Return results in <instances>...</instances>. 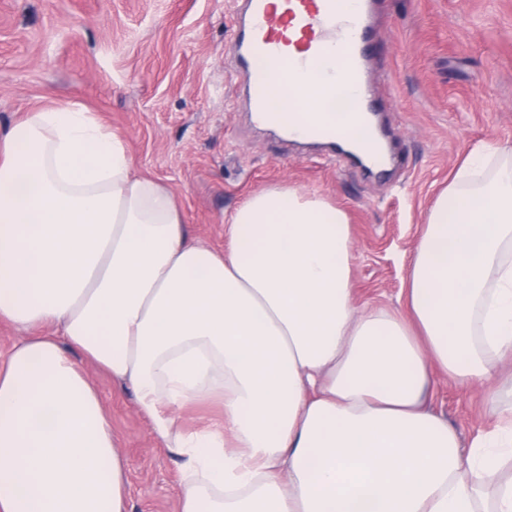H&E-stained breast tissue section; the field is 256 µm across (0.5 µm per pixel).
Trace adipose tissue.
Wrapping results in <instances>:
<instances>
[{"label": "adipose tissue", "mask_w": 512, "mask_h": 512, "mask_svg": "<svg viewBox=\"0 0 512 512\" xmlns=\"http://www.w3.org/2000/svg\"><path fill=\"white\" fill-rule=\"evenodd\" d=\"M265 68L281 118L358 128L356 90ZM229 248L189 239L172 193L78 102L0 138V512H128L126 463L93 366L132 385L186 459L177 512H512V421L462 449L426 406L512 362V168L448 189L410 257L407 314L353 301L343 210L291 187L250 195ZM219 401L224 420L182 413Z\"/></svg>", "instance_id": "1"}]
</instances>
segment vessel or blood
<instances>
[{"instance_id": "vessel-or-blood-1", "label": "vessel or blood", "mask_w": 512, "mask_h": 512, "mask_svg": "<svg viewBox=\"0 0 512 512\" xmlns=\"http://www.w3.org/2000/svg\"><path fill=\"white\" fill-rule=\"evenodd\" d=\"M371 40L370 12L366 9L345 14L339 11L336 0H279L275 5L265 0H243L231 63L237 72L253 77L259 75L261 64L274 61L288 73L315 65L317 56L310 53L311 44L334 46L340 79L358 84L360 110L372 116L381 106L366 67ZM306 137L334 152L345 151L343 137L326 127L309 126ZM397 162L395 154L380 145L369 151L366 166L382 174Z\"/></svg>"}]
</instances>
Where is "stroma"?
Instances as JSON below:
<instances>
[{
    "instance_id": "35a3bbf8",
    "label": "stroma",
    "mask_w": 512,
    "mask_h": 512,
    "mask_svg": "<svg viewBox=\"0 0 512 512\" xmlns=\"http://www.w3.org/2000/svg\"><path fill=\"white\" fill-rule=\"evenodd\" d=\"M235 0H0V133L24 113L82 103L125 141L138 174L174 194L189 235L227 249L224 224L285 185L342 208L357 307L406 311L409 256L468 157L512 166V0H380L371 65L381 120L406 162L387 180L253 122L226 53ZM94 381L128 462L129 512H176L183 460L152 434L132 389ZM497 379L435 377L427 403L462 445L487 430Z\"/></svg>"
}]
</instances>
